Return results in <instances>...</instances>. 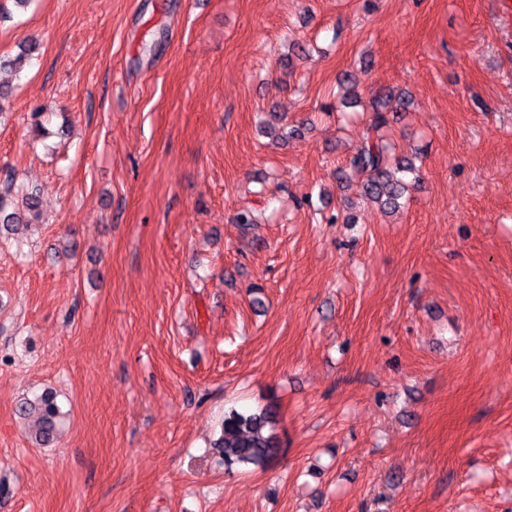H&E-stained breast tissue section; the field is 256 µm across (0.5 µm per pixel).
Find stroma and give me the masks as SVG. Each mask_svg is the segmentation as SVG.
I'll return each instance as SVG.
<instances>
[{
  "instance_id": "1",
  "label": "stroma",
  "mask_w": 512,
  "mask_h": 512,
  "mask_svg": "<svg viewBox=\"0 0 512 512\" xmlns=\"http://www.w3.org/2000/svg\"><path fill=\"white\" fill-rule=\"evenodd\" d=\"M27 36L0 182L43 221L0 234V512H512L505 0H0V56ZM387 88L421 165L393 217L342 178ZM47 389L41 447L17 409ZM269 403L280 456L226 471L224 410ZM20 204L26 210L33 213L34 219L38 220L39 196L35 187L17 185L13 180H6L0 190V223L13 224L20 220L17 212H8L13 204ZM15 202V203H13Z\"/></svg>"
}]
</instances>
